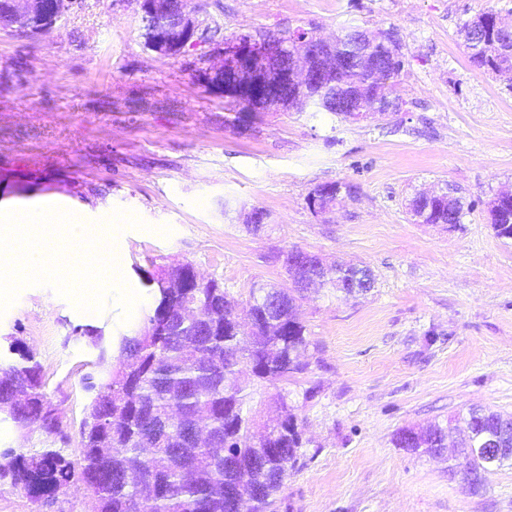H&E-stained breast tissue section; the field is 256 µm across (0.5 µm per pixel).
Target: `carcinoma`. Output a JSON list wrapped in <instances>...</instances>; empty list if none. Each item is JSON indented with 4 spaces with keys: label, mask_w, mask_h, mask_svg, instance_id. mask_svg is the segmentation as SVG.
<instances>
[{
    "label": "carcinoma",
    "mask_w": 512,
    "mask_h": 512,
    "mask_svg": "<svg viewBox=\"0 0 512 512\" xmlns=\"http://www.w3.org/2000/svg\"><path fill=\"white\" fill-rule=\"evenodd\" d=\"M460 33L475 67L512 75V22L503 26L500 13L489 9L465 21ZM313 39L301 29L268 37L299 54L307 53ZM318 53L336 67L315 84L288 82L270 107L306 99L352 123L389 120L401 112L404 60L393 31L343 26ZM347 57L353 63H346ZM339 190L338 183L319 185L308 203L324 213ZM462 211L461 199L446 189L431 200L416 197L409 207L417 224H459ZM489 214L496 236L512 239L511 190L489 202ZM305 254L293 246L276 255L295 259L285 264L288 284H252L247 304L253 326L247 334L236 327L238 300L218 280L201 277L192 263L149 274L147 286L159 293L154 308L134 335L121 337L118 363L98 382H87L93 395L77 458L65 451L69 436L44 390L40 364L21 339L11 337L9 350L17 358L0 362V412L22 430L55 436L61 446L0 452V480H10L50 507L64 490L80 486L94 512H238L229 497L237 488L247 512H273L288 471L304 456L302 431L284 385L307 371L304 355L313 345L298 313L307 269L297 259ZM312 269L318 288H333L347 298L352 293L344 283L351 273L362 282L356 294L374 287L367 266L316 256ZM242 370L261 385L281 386L262 423L244 412L252 393L238 383ZM458 421L466 425L457 440L463 476H475L467 485L476 494L487 473L512 460V429L504 427L512 415L473 406L449 419ZM448 430L439 424L424 431L403 428L394 444L428 453L447 447Z\"/></svg>",
    "instance_id": "1"
}]
</instances>
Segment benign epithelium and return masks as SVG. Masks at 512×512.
I'll return each mask as SVG.
<instances>
[{"label":"benign epithelium","mask_w":512,"mask_h":512,"mask_svg":"<svg viewBox=\"0 0 512 512\" xmlns=\"http://www.w3.org/2000/svg\"><path fill=\"white\" fill-rule=\"evenodd\" d=\"M4 3L0 25L19 30H33L47 18L59 22L68 12L72 0H0ZM142 19L151 23L152 42L147 49L160 57L186 56L196 50L203 40L198 31V13L191 8L181 9L180 20L173 22L175 0H138ZM288 48L283 44L263 43L252 38L237 39L224 46V58L207 68L208 77L218 81L225 72L234 70L243 83H257L265 77L279 74L282 79L314 83L321 71L303 56L286 60Z\"/></svg>","instance_id":"obj_1"}]
</instances>
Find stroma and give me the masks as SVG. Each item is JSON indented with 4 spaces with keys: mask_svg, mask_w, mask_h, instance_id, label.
Instances as JSON below:
<instances>
[{
    "mask_svg": "<svg viewBox=\"0 0 512 512\" xmlns=\"http://www.w3.org/2000/svg\"><path fill=\"white\" fill-rule=\"evenodd\" d=\"M198 2L219 30L185 57L147 50L136 0H79L45 34L0 28V204L52 200L91 224L133 213L124 268L149 301L148 273L187 261L242 301L253 282L285 283L274 256L293 246L368 265L367 295L330 289L301 304L317 345L289 387L305 455L277 512H512V462L473 494L449 475L452 452L393 442L472 405L512 414V241L488 212L512 189V82L475 68L459 34L512 0ZM350 23L397 34L396 120L349 123L307 105L242 113L199 77L239 35L329 38ZM334 182L336 207L314 212L310 192ZM444 187L464 203L460 224L414 223L413 193ZM255 208L269 226L258 235L244 225ZM122 314L78 310L49 284L22 288L0 314V353L12 336L35 352L70 455L91 399L83 380L100 372L81 332L110 342L146 316Z\"/></svg>",
    "mask_w": 512,
    "mask_h": 512,
    "instance_id": "obj_1",
    "label": "stroma"
}]
</instances>
